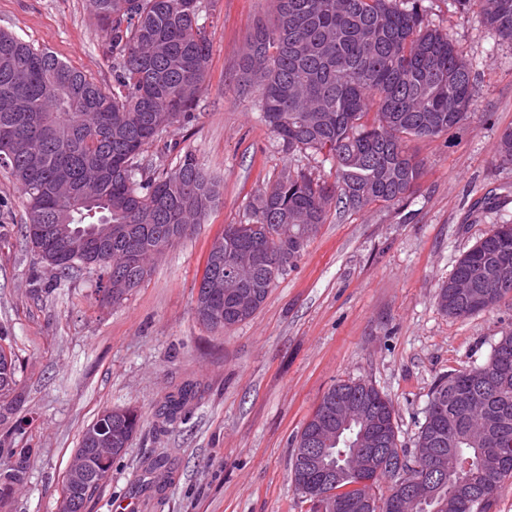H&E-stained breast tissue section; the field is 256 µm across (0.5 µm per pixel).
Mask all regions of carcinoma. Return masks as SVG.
<instances>
[{
    "mask_svg": "<svg viewBox=\"0 0 512 512\" xmlns=\"http://www.w3.org/2000/svg\"><path fill=\"white\" fill-rule=\"evenodd\" d=\"M477 7L486 23L512 41V0H457ZM112 53V91L103 90L52 52L37 49L0 29V127L14 137L0 138V167L8 170L26 199L24 236L47 265L55 281L78 270L98 276L101 301L116 304L127 292L112 294V277L120 273L140 286L153 261L192 230L181 216L204 223L223 186L198 155L187 151L173 168L144 165L145 146L177 123L191 118L204 89L211 45L200 24L204 0H89ZM247 86L259 89L260 120L282 141L288 153L307 150L335 167V181L319 182L301 169H288L250 205V224H290L293 233L325 223L328 209L359 212L374 203L396 204L409 197L423 174L421 162L405 150L410 137L433 138L462 122L472 104L470 63L449 34L426 22L423 0H273V18L258 22L244 59ZM373 120H367L369 114ZM495 155L512 162V128L502 131ZM47 224L49 239L33 228ZM114 233L105 247L87 256L78 228ZM249 246L228 229L212 243L203 277L211 273L215 251L240 252ZM304 249L288 251L282 271L259 274L258 304L243 316L213 319L226 303L197 292L195 314L202 323L226 330L253 316L275 281L288 273ZM504 277L501 298L512 297V224H497L456 264L437 295L440 309L466 318L480 309L458 293L461 279H477L491 267ZM12 353L0 346V399L17 386ZM484 391L493 414L508 429L476 436L461 425L457 394L468 387ZM196 399L187 383L165 397L161 416L174 424L186 418ZM370 405L378 414L394 470L371 484L349 478L326 488L345 500L365 499L368 512H389L395 469L418 473V462L399 448L391 401L372 384L343 381L322 396L301 430L291 479L301 495L299 475L309 436L319 429L326 405L336 400ZM131 409L106 410L82 434L75 458L109 474L127 451L139 428ZM443 445L454 488L440 512H460L459 496L488 481L500 488L512 479V332L501 336L487 361L450 374L435 386L417 442ZM13 463L0 479L24 478L29 449H9ZM388 494L378 496L381 480ZM65 476L59 512L79 496L84 503L100 491Z\"/></svg>",
    "mask_w": 512,
    "mask_h": 512,
    "instance_id": "carcinoma-1",
    "label": "carcinoma"
}]
</instances>
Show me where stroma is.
I'll list each match as a JSON object with an SVG mask.
<instances>
[{
  "mask_svg": "<svg viewBox=\"0 0 512 512\" xmlns=\"http://www.w3.org/2000/svg\"><path fill=\"white\" fill-rule=\"evenodd\" d=\"M202 20L211 44L195 119L148 145L147 159L175 166L195 152L223 196L204 223L156 258L121 303H100L95 277L59 287L26 247L25 202L0 168V341L19 369L26 420L12 447L31 451L23 483L0 492V512H58L63 478L86 427L103 410L141 416L131 447L87 512H309L290 470L295 439L323 394L366 381L391 400L402 448L414 451L435 385L485 363L512 331V298L466 318L435 298L460 256L493 225L512 224V164L494 154L512 127V42L456 0H424L430 25L452 37L472 66L465 120L407 149L423 163L413 195L360 212L329 211L303 255L253 317L217 331L194 313L213 238L244 221L250 203L288 166L333 181L318 157L288 154L259 122L244 55L270 0H212ZM0 29L46 49L104 88L112 55L89 0H0ZM197 391L186 421L158 415L183 384ZM167 457L157 482L150 457Z\"/></svg>",
  "mask_w": 512,
  "mask_h": 512,
  "instance_id": "obj_1",
  "label": "stroma"
}]
</instances>
